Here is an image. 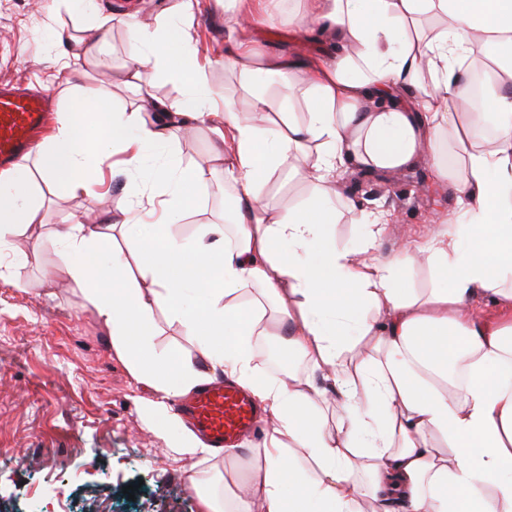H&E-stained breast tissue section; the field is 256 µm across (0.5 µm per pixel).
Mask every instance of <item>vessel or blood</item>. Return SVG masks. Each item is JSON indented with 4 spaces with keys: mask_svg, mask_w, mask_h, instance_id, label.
I'll return each instance as SVG.
<instances>
[{
    "mask_svg": "<svg viewBox=\"0 0 512 512\" xmlns=\"http://www.w3.org/2000/svg\"><path fill=\"white\" fill-rule=\"evenodd\" d=\"M51 110L49 95L0 89V168L11 167L31 150ZM179 410L213 448L234 446L259 423L251 396L224 382L202 385Z\"/></svg>",
    "mask_w": 512,
    "mask_h": 512,
    "instance_id": "1",
    "label": "vessel or blood"
}]
</instances>
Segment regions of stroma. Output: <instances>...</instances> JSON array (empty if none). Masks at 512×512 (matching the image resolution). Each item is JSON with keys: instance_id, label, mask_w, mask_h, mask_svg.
I'll return each mask as SVG.
<instances>
[{"instance_id": "obj_1", "label": "stroma", "mask_w": 512, "mask_h": 512, "mask_svg": "<svg viewBox=\"0 0 512 512\" xmlns=\"http://www.w3.org/2000/svg\"><path fill=\"white\" fill-rule=\"evenodd\" d=\"M109 15L103 52L93 60L71 55L57 31L79 34L82 17L69 0H0V84L20 83L50 90L57 108L70 106L62 76L69 69L89 75L118 68L133 50L120 11H135L140 25L156 27L175 16L179 0H97ZM269 16L250 15L246 33L265 51L324 57L330 47L316 31L298 26L294 12L280 0ZM201 59L224 53V14L200 11L184 17ZM216 138L211 125L180 132L173 145L184 165L205 160ZM119 155L104 162V184L86 195L63 196L39 172L29 155L20 164L29 173L44 224L0 241V512H202L179 463L168 450L187 425L168 419L156 428L143 410L150 397L112 351V339L89 309L85 293L60 264L61 247L53 235L68 218L88 219L117 212L128 184ZM338 213L332 226L337 247L361 243L377 212L389 213L379 240L383 254L423 246L439 221L454 219L451 187L435 182L427 162L397 173L358 170L340 173ZM312 195L306 181L273 175L266 198L273 209L299 206ZM189 206L174 233L193 242L203 224L225 220L224 180L215 176L205 191L188 190ZM356 203L347 209L345 199ZM154 319L156 352L176 351L185 361L197 352L164 308ZM135 485L134 497L124 486Z\"/></svg>"}]
</instances>
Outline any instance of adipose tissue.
Instances as JSON below:
<instances>
[{
    "mask_svg": "<svg viewBox=\"0 0 512 512\" xmlns=\"http://www.w3.org/2000/svg\"><path fill=\"white\" fill-rule=\"evenodd\" d=\"M214 2L227 24L220 63L243 106L212 91V64L199 60L179 17L134 24L136 51L98 75L126 88L128 109L115 117L106 100L88 105L101 117L89 129L62 110L38 151L43 176L70 197L94 188L118 145L128 169L163 190L155 233L111 264L84 261L110 243L104 225L60 224L54 236L113 352L152 389L145 405L155 417L212 371L261 409L265 440L250 449L247 475L225 470L223 495L200 491L195 459L211 448L191 435L174 447L203 512H391L394 503L402 512H512V0H302L300 25L333 44L321 59L260 52L245 34L242 0ZM489 44L498 60L491 109L471 112L461 61ZM156 76L180 84V97L158 96ZM207 122L226 130L211 164L182 166L168 145L187 124ZM447 141L460 172L442 160ZM152 151L165 162L152 164ZM424 158L453 187L461 222L386 256L379 215L358 251L337 249L330 172L395 173ZM218 164L234 234L204 225L185 244L172 231L185 190L206 188ZM277 172L311 176L307 206L270 216L264 190ZM42 223L26 172L0 176V239ZM423 262L437 281L418 291L404 273ZM246 284L257 289L249 301ZM190 288L205 295L200 307L184 305ZM486 299L497 313L478 317ZM160 306L194 341L203 369L154 356ZM274 335L305 373L270 380L256 370L255 340ZM452 363L464 384L449 383Z\"/></svg>",
    "mask_w": 512,
    "mask_h": 512,
    "instance_id": "obj_1",
    "label": "adipose tissue"
}]
</instances>
